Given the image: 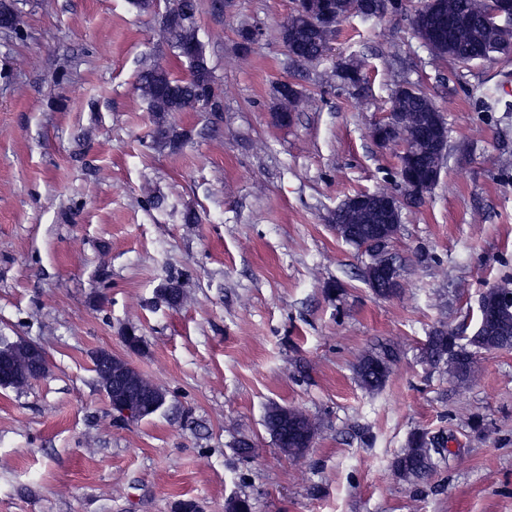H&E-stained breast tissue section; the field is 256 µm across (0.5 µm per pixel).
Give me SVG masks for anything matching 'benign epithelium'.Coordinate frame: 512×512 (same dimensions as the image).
Wrapping results in <instances>:
<instances>
[{
  "label": "benign epithelium",
  "instance_id": "obj_1",
  "mask_svg": "<svg viewBox=\"0 0 512 512\" xmlns=\"http://www.w3.org/2000/svg\"><path fill=\"white\" fill-rule=\"evenodd\" d=\"M486 14L490 25L504 33L512 31V0H486ZM373 137L383 145L404 144L399 166V184L402 192L381 190L347 197L339 206L370 222L371 240L362 245L366 250L375 242L391 244L394 229L399 224L400 208L408 200H417L428 192L440 176L441 164L447 155L448 130L440 112L428 114L421 122L409 126L400 112L388 113L385 122L375 126ZM421 142L433 155V161L425 166L415 164L410 146ZM381 260L368 267L373 277L367 278L370 288L379 296L388 288H400L399 270L390 259L389 251L380 253ZM6 352L13 365L12 373L4 383L20 387L29 379L43 374L48 366L45 351L38 344L20 338L0 344V353ZM93 367L97 369L98 382L109 398L113 413L120 419L137 421L145 414L162 407L167 393L153 385L131 366L127 359L100 349L92 354Z\"/></svg>",
  "mask_w": 512,
  "mask_h": 512
}]
</instances>
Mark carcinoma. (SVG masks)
I'll list each match as a JSON object with an SVG mask.
<instances>
[{"label":"carcinoma","mask_w":512,"mask_h":512,"mask_svg":"<svg viewBox=\"0 0 512 512\" xmlns=\"http://www.w3.org/2000/svg\"><path fill=\"white\" fill-rule=\"evenodd\" d=\"M185 18L178 24L162 21L172 52L181 56V48L196 47L195 61L188 69L179 73L158 64L141 71L138 89L153 115L154 129L152 142L163 148L177 143L180 133L167 121L174 113L196 110L203 100L214 95V77L204 42L196 37L194 14L196 0H177ZM323 0H306L297 3L287 27L283 30V40L299 61H314L322 58L328 48L336 24L340 23L353 10L359 0H333L335 23L329 28H316L308 20L307 13L316 11ZM441 3L437 13L419 20L411 18L414 31L425 30L432 34L434 54L449 57L460 64H470L486 59L485 52L490 46L498 52H507L512 47L502 42V36L490 28L478 0H438ZM360 64L348 61L339 67L338 76L353 86L360 80ZM392 111L405 114L413 121L427 112L436 111L430 97L416 90L412 93L396 89L392 99ZM512 349V312L504 309L498 323L488 326L484 336H468L466 342L445 329H437L428 336L424 345L426 361L437 366L446 364L448 372L459 382H464L470 372L459 370V366L471 360L481 350ZM392 352L363 356L356 366L360 384L376 391L383 387L389 375V362ZM451 453L444 446V439L428 436L424 431L410 435L404 448L393 460L395 472L402 477L424 480L430 477L440 461Z\"/></svg>","instance_id":"cac0c4a2"}]
</instances>
